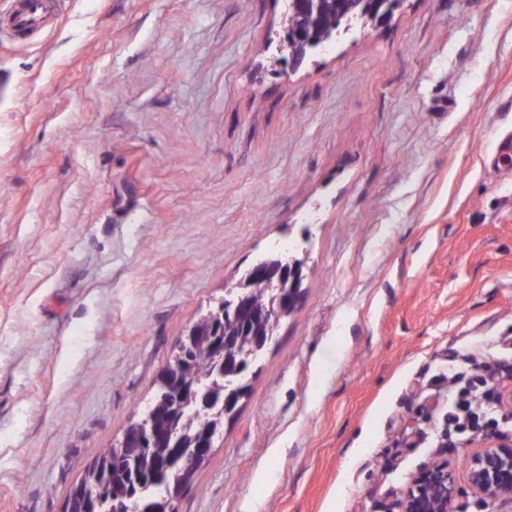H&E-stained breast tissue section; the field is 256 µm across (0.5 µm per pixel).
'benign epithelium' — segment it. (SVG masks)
Listing matches in <instances>:
<instances>
[{
    "instance_id": "1",
    "label": "benign epithelium",
    "mask_w": 512,
    "mask_h": 512,
    "mask_svg": "<svg viewBox=\"0 0 512 512\" xmlns=\"http://www.w3.org/2000/svg\"><path fill=\"white\" fill-rule=\"evenodd\" d=\"M320 5L309 0H288L286 13H301L307 24L301 30H292L293 39L302 44L313 43L322 38L319 25ZM391 17L387 0H366L362 4L361 18L375 20L382 25ZM302 263L294 257L279 256V259L264 266L255 267L215 303V310L208 315L234 314L237 310H251L250 289L262 285L272 296L270 308L258 314L260 320H275L291 312L299 298ZM198 339L195 327H190L181 338L174 363L167 366L159 381V396H178V419L170 424L164 440L176 438L180 423H189L196 413L199 403L207 405L213 424L195 440L193 447L180 449V466L172 481L148 482L145 488L152 489L151 501L133 495L112 502V512H152L161 503L168 508L177 505L179 499L190 486L193 478L208 459L215 440L220 436L224 419L232 415L246 384L243 373L244 362L257 360L265 351L272 336H255L248 349L241 353V359L234 361L230 355L237 346L215 342V359L219 362L214 370L216 381L203 389H194L181 382V362L186 359ZM157 400L150 401L138 417L137 433L123 434L112 447L130 455L158 442L154 428V411ZM467 479L472 493L484 501L512 497V441H489L467 456ZM456 470L448 460L438 457L419 468L403 492L399 503L400 512H449L451 504L461 494Z\"/></svg>"
}]
</instances>
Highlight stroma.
Instances as JSON below:
<instances>
[{
    "instance_id": "35a3bbf8",
    "label": "stroma",
    "mask_w": 512,
    "mask_h": 512,
    "mask_svg": "<svg viewBox=\"0 0 512 512\" xmlns=\"http://www.w3.org/2000/svg\"><path fill=\"white\" fill-rule=\"evenodd\" d=\"M0 35V512H65L257 259L302 297L178 512H394L512 367V0L280 62L284 0H49ZM46 0H16L10 13L1 19L0 30L12 36L34 35L48 26ZM488 368H473L464 386H453L448 402V437L496 433L502 394Z\"/></svg>"
}]
</instances>
